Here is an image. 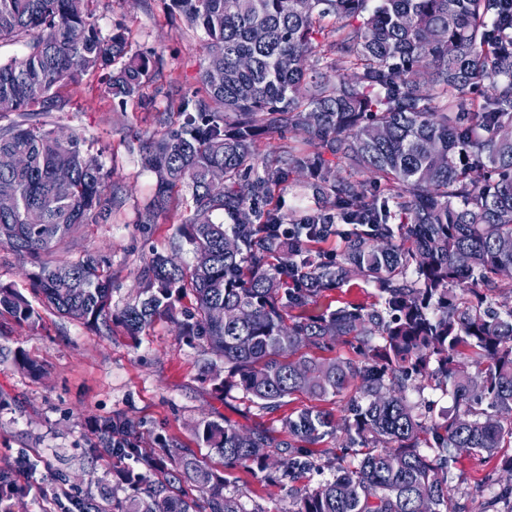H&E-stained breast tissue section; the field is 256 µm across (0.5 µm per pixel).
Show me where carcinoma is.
<instances>
[{
	"instance_id": "1",
	"label": "carcinoma",
	"mask_w": 512,
	"mask_h": 512,
	"mask_svg": "<svg viewBox=\"0 0 512 512\" xmlns=\"http://www.w3.org/2000/svg\"><path fill=\"white\" fill-rule=\"evenodd\" d=\"M90 2L0 0V45L25 47L0 61V197L16 201L0 212V245L34 264L43 306L136 337L190 296L179 333L224 362L205 371L217 393L240 389L275 413L296 392L320 402L350 392L340 423L317 405L283 417L286 441L218 420L196 427L224 468L283 484L318 467L313 447L327 436L354 449L331 478L295 489L285 512H455L448 469L458 449L491 458L512 442V280L501 277L512 269V0H294L288 10L282 0H170L204 59L200 87L162 109L163 56L130 53L122 32L103 36ZM96 72L112 98L137 101L161 128L140 144L157 187L141 216L151 222L182 199L189 217L176 248L208 256L179 267L152 257L115 314L104 257L44 260L126 204L84 140L47 121L66 105L61 84ZM263 135L282 144L262 156ZM213 168L224 170L221 195L207 184ZM300 179L318 207L286 216L270 205ZM30 210L42 223H27ZM286 222L306 225L303 240L336 225L340 255L303 260L281 234ZM295 275L305 287L284 288ZM356 275L379 288L383 307L288 315ZM481 287L507 293L492 300ZM2 314L32 330L41 321L7 284ZM338 341L356 357L289 359ZM11 360L42 373L21 349ZM429 381L453 401L437 419ZM96 438L91 456L133 460L116 473L124 496L87 494L71 512H262L190 448L143 452L119 417L98 420ZM499 465L507 481L489 484L482 512H512V456ZM184 479L198 498L181 495ZM26 494L0 472V512Z\"/></svg>"
}]
</instances>
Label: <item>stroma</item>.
I'll list each match as a JSON object with an SVG mask.
<instances>
[{
    "mask_svg": "<svg viewBox=\"0 0 512 512\" xmlns=\"http://www.w3.org/2000/svg\"><path fill=\"white\" fill-rule=\"evenodd\" d=\"M169 3L94 0L92 5L103 35L120 31L132 51L162 54L168 91L158 100L162 106L197 87L203 58L198 36L170 22ZM63 96L67 105L51 113L50 122L82 137L128 197L111 223L84 225L51 259L72 262L88 251L105 257L113 302L121 306L135 297L140 271L153 254L174 253L182 263H192L188 250L174 248L187 213L174 207L158 213L153 223L139 221L138 212L155 189V178L142 169L139 153L141 138L157 130L153 113L112 100L103 93L97 74L66 83ZM346 301L379 305L383 299L375 284L356 277L311 299L303 312L320 315ZM0 346L24 350L43 368L35 378L13 363H0V392L7 398L0 406V469L12 471L27 486L24 512H67L72 498L111 482L119 461L88 455L96 419L121 416L131 425L138 447L147 452L176 443L194 449V428L201 421L221 416L237 428H264L282 440V416L312 404L307 396L295 394L286 398L280 412L266 414L240 390L216 396L204 376L209 355L182 339L177 325L167 319L156 321L135 343L118 326L99 332L47 311L33 331L5 315L0 317ZM30 459L37 461V469L26 468ZM228 472L246 505L285 512L287 487L241 467ZM501 475L497 459L462 457L448 474L453 504L460 512H481L487 485Z\"/></svg>",
    "mask_w": 512,
    "mask_h": 512,
    "instance_id": "stroma-1",
    "label": "stroma"
}]
</instances>
